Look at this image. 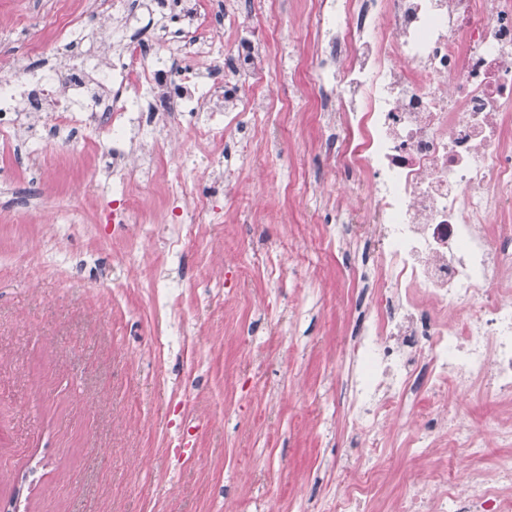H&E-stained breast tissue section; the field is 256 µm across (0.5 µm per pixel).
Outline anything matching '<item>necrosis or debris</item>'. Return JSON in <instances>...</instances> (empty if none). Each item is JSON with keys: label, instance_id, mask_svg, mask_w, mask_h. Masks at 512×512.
I'll list each match as a JSON object with an SVG mask.
<instances>
[{"label": "necrosis or debris", "instance_id": "1", "mask_svg": "<svg viewBox=\"0 0 512 512\" xmlns=\"http://www.w3.org/2000/svg\"><path fill=\"white\" fill-rule=\"evenodd\" d=\"M310 12L315 51L297 68L315 78V111L342 116L336 163L368 180L366 222L379 243L374 292L353 341L350 413L365 436L366 464L331 512H362L379 481L383 422L418 406L424 391L432 422L405 438L410 453L429 448L438 426L471 460L490 439L500 452L488 480L460 481L435 463L392 512H456L462 501L469 512H512V421L491 418L479 433L446 399L477 387L512 398V227L487 229L512 205V0H311ZM264 50V38L230 44L216 32L166 37L152 51L134 40L118 52L96 46L63 72L19 61L0 76V147L11 148L26 112H76L82 134L69 145L93 146V131L108 128L120 169L131 158L124 119L147 109L192 117V131L223 148L249 102L248 62ZM196 54L223 61V81L177 66ZM97 86L133 95L106 103ZM151 152L161 195L192 203L177 217L176 248L192 237L201 202L191 179L168 178L164 144Z\"/></svg>", "mask_w": 512, "mask_h": 512}]
</instances>
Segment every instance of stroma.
<instances>
[{
	"mask_svg": "<svg viewBox=\"0 0 512 512\" xmlns=\"http://www.w3.org/2000/svg\"><path fill=\"white\" fill-rule=\"evenodd\" d=\"M60 0H0V73L45 38ZM226 41L266 32L246 153L210 155L188 129L155 128L211 211L184 247L172 203L140 178L144 224L112 221L108 150L38 128L0 171V512H321L365 465L349 417L354 269L377 253L338 223L366 183L336 166L324 122L284 112L312 95L290 66L312 53L309 0H210ZM170 294L158 307L155 291ZM384 428L376 512L448 457L401 449Z\"/></svg>",
	"mask_w": 512,
	"mask_h": 512,
	"instance_id": "obj_1",
	"label": "stroma"
}]
</instances>
